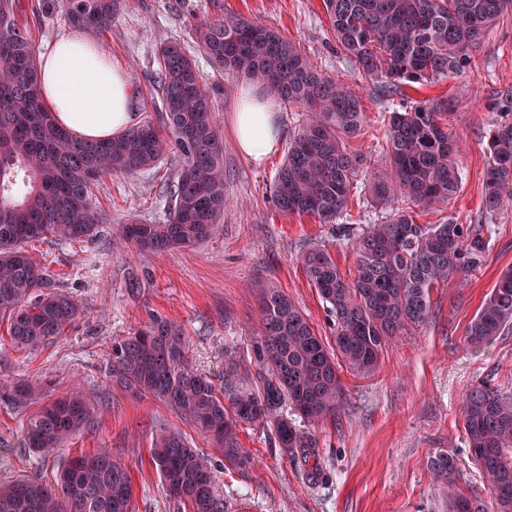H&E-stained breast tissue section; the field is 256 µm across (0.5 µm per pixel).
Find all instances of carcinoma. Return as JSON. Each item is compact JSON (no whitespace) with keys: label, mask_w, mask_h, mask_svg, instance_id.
Masks as SVG:
<instances>
[{"label":"carcinoma","mask_w":512,"mask_h":512,"mask_svg":"<svg viewBox=\"0 0 512 512\" xmlns=\"http://www.w3.org/2000/svg\"><path fill=\"white\" fill-rule=\"evenodd\" d=\"M77 27L102 33L112 26L120 0H56ZM336 44L350 64L389 92L423 86L460 71L470 51L496 24L512 0H324ZM18 0H0V325L12 346L36 351L81 315L69 294L53 287L27 245L48 236L70 241L94 235L101 220L92 185L113 174L131 175L176 154L167 186L169 219L133 222L120 237L163 254L196 244L217 229L224 213V136L212 119L215 90L177 42L159 52L163 121H147L117 139L77 141L59 127L38 91L36 56L16 21ZM199 47L229 77L265 85L278 100L309 112L288 142L278 170L274 202L284 214L329 223L347 206L367 160L346 151V140L366 123L357 90L314 68L296 44L259 21L225 16L195 27ZM446 98L421 101L383 119L385 147L380 167L364 175L366 195L392 207L381 224L350 238L357 274L347 281L332 253L316 247L301 257L304 274L333 318V343L319 336L296 304L269 284L258 289L263 335L250 359L261 382L246 387L245 365L224 359L218 388L188 358L180 326L154 319L137 333L112 343L113 383L135 395L171 406L205 434L224 463L252 465L242 447L240 424L274 432L279 447L306 466L315 459L314 436L276 415L288 400L310 424L336 417L344 395L341 365L372 373L386 347L431 313V288L477 269L485 243L472 224H419L400 207L446 204L459 190L457 142L448 132ZM485 208L493 212L512 199V121L490 136ZM23 183L25 192L17 194ZM512 323V269L501 273L467 330L482 346ZM38 393L28 383L0 386V401L20 407ZM97 413L74 389L34 413L24 445L56 452L68 438L94 426ZM466 441L491 489V507L459 491L455 460L431 461L448 497V512H512V393L480 384L463 408ZM152 462L167 494L190 512H225L214 477L200 454L178 433L162 435ZM0 512H135L129 467L97 448L64 459L55 482L36 478L0 483Z\"/></svg>","instance_id":"cac0c4a2"}]
</instances>
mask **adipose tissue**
I'll return each instance as SVG.
<instances>
[{
    "label": "adipose tissue",
    "instance_id": "ef3b65f1",
    "mask_svg": "<svg viewBox=\"0 0 512 512\" xmlns=\"http://www.w3.org/2000/svg\"><path fill=\"white\" fill-rule=\"evenodd\" d=\"M41 98L57 125L79 141L118 137L134 126L131 84L110 66L99 45L79 30L59 38L38 66ZM234 137L239 151L258 161L280 140L278 100L249 84L235 89Z\"/></svg>",
    "mask_w": 512,
    "mask_h": 512
}]
</instances>
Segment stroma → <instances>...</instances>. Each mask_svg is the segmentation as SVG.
Wrapping results in <instances>:
<instances>
[{"label":"stroma","mask_w":512,"mask_h":512,"mask_svg":"<svg viewBox=\"0 0 512 512\" xmlns=\"http://www.w3.org/2000/svg\"><path fill=\"white\" fill-rule=\"evenodd\" d=\"M230 14L263 21L293 41L318 70L359 90L366 124L347 148L364 158L379 159L382 118L388 112L426 98L457 100L448 130L460 145L455 158L460 188L448 204L419 209L417 221L478 225L486 245L478 269L432 289L429 320L395 340L374 373L342 372L344 405L336 418L311 429L322 472L316 481L279 448L273 433L248 426L239 437L253 466L225 469L205 437L174 409L149 396L115 390L109 380L113 342L162 317L183 328L192 364L223 385L225 353L248 355L252 340L262 333L255 293L260 280L288 295L316 332L332 339L326 305L309 284L300 258L308 249L327 248L344 277L353 279L352 234L383 223L390 214L367 199L358 184L347 209L328 224L276 208L274 178L290 137L307 114L281 105L277 150L259 164L239 153L232 132L239 81L210 63L194 37L197 22ZM16 20L29 30L38 54L72 28L53 0H20ZM92 39L113 67L129 75L131 110L139 125L159 119L161 43L184 46L205 83L218 90L213 119L224 135L229 203L217 231L195 245L155 254L119 241V225L167 220L163 185L176 173L167 156L150 169L108 176L94 185L96 206L105 216L94 237L30 245L34 258L49 268L61 291L76 299L83 315L65 336L34 353L0 341V380L51 385L50 393L26 407L0 403V483L20 477L50 483L60 459L108 448L130 467L136 512H189L187 505L169 498L150 457L161 434L177 432L203 453L228 512H448L431 471L432 459L441 454L455 459L468 495L490 500L466 443L462 407L470 390L483 382L512 393V327L484 346L466 343L483 300L500 273L512 267V202L493 213L484 207L490 133L497 123L512 120V12L487 32L459 72L390 95L355 71L340 52L323 0H124L111 28ZM76 386L98 412L95 427L64 443L54 456L24 448L28 416Z\"/></svg>","instance_id":"stroma-1"}]
</instances>
